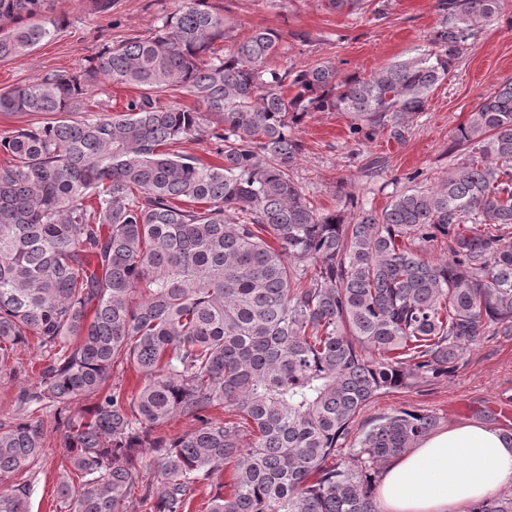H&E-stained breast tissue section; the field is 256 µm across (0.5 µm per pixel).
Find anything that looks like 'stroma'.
Segmentation results:
<instances>
[{"label":"stroma","instance_id":"1","mask_svg":"<svg viewBox=\"0 0 512 512\" xmlns=\"http://www.w3.org/2000/svg\"><path fill=\"white\" fill-rule=\"evenodd\" d=\"M235 20L232 37L241 40L254 28L282 35L278 65L302 69L330 60L342 74L366 76L388 64L417 57L427 49V34L436 25V0H364L351 14L325 0H208ZM177 0H112L105 12L90 0H56L55 14L65 16L63 29L31 53L0 62V88L23 84L49 71L84 69L104 46L133 36L151 35L158 19ZM308 33L299 42L295 33ZM512 78V0L471 42L447 81L429 95L428 108L415 117L404 141L375 136L363 145L348 137L350 118L338 112L310 113L297 135L304 145L295 176L316 208L335 209L345 195L374 211L407 187L406 176L423 171L437 182L460 153L454 148L458 127L483 97ZM381 159L379 175L367 164ZM14 369L0 373V420L12 416L21 388L35 385L41 360L34 347L18 349ZM420 409L438 419L439 428L477 422L512 430V336H496L466 351L457 369L427 386L410 384L380 394L364 407L355 430L394 410ZM77 485L56 449H47L30 480V512H60L62 482Z\"/></svg>","mask_w":512,"mask_h":512}]
</instances>
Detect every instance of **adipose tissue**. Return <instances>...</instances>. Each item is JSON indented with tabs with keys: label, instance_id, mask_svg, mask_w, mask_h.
<instances>
[{
	"label": "adipose tissue",
	"instance_id": "ef3b65f1",
	"mask_svg": "<svg viewBox=\"0 0 512 512\" xmlns=\"http://www.w3.org/2000/svg\"><path fill=\"white\" fill-rule=\"evenodd\" d=\"M512 483V440L481 423L427 435L384 467L380 512H470Z\"/></svg>",
	"mask_w": 512,
	"mask_h": 512
}]
</instances>
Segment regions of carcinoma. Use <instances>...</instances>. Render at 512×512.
<instances>
[{
    "label": "carcinoma",
    "mask_w": 512,
    "mask_h": 512,
    "mask_svg": "<svg viewBox=\"0 0 512 512\" xmlns=\"http://www.w3.org/2000/svg\"><path fill=\"white\" fill-rule=\"evenodd\" d=\"M52 4L0 0V62L55 36ZM502 6L436 0L428 50L359 77L329 61L271 67L282 36L269 28L218 55L224 14L179 0L152 36L0 90V114L52 117L0 137V370L31 339L45 358L0 420V476L15 479L0 512H29L44 414L81 480L74 502L61 491L71 512H128L135 497L188 512L226 465L208 512H379V467L437 418L400 409L345 452L359 412L512 334V78L458 128L464 158L431 187L410 174L379 214L351 195L314 208L293 177L295 130L343 112L355 142L404 140ZM103 81L140 94L92 112ZM206 137L217 164L169 150ZM439 245L447 257L430 259ZM129 367L137 392L120 381ZM176 417L197 425L156 434ZM471 512H512V490Z\"/></svg>",
    "instance_id": "carcinoma-1"
}]
</instances>
